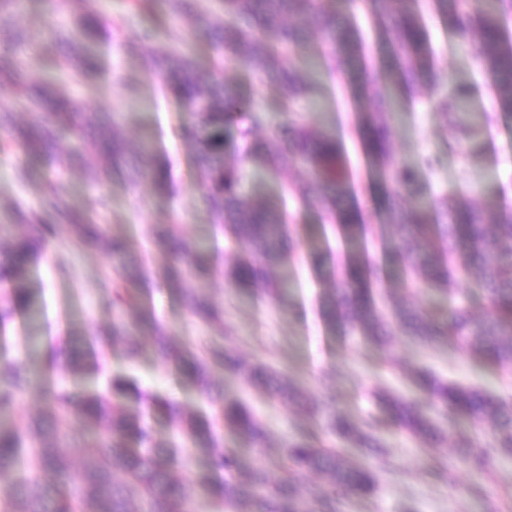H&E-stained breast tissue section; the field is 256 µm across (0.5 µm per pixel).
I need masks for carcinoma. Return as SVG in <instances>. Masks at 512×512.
<instances>
[{"label": "carcinoma", "mask_w": 512, "mask_h": 512, "mask_svg": "<svg viewBox=\"0 0 512 512\" xmlns=\"http://www.w3.org/2000/svg\"><path fill=\"white\" fill-rule=\"evenodd\" d=\"M77 13L78 34L63 36L69 50L57 65L81 76L99 70L97 54L82 45L86 30L98 26L94 0H64ZM379 39V55L373 61L365 50L352 17L325 8L324 0H224V22L212 25L206 36L230 61H239L264 75L280 89L279 111L288 113L298 100L311 96L317 83L285 50L296 47L317 29L326 43L325 69L330 77L345 80L355 72L366 75L350 85L349 97L364 99L370 111L356 128L370 172L384 187L382 223H362L354 202V176L346 150L334 134L290 120L269 124L266 111L249 112L255 127L268 130V138L246 151L245 159L269 173L278 174L288 161L302 169L307 182L289 191L305 208H315L323 219L336 225L350 246L344 260L332 271L336 280L332 304L324 309L331 328L352 330L366 339L385 343L391 336H410L436 344L453 335L490 364H512V208H500L489 220L483 211L443 195L432 201L417 189L413 167L398 164L392 150L394 130L388 114L399 101L410 103L425 87L434 111L443 115L463 151L474 135L471 125L458 113L464 88L448 84L443 89L424 18L415 0H365ZM435 14L460 42L470 45L475 58L496 90L495 109L512 112V0H432ZM246 17L251 25L240 27L235 19ZM0 84H8L32 109L45 113L25 126L14 123L15 111L0 106V128L10 129L13 140L25 151L54 155L62 150L59 129L68 128L78 140V150L88 151L103 165L89 172V180L102 184L122 180L137 184L150 180L165 190L170 181L166 168L141 161L143 147L131 144L117 130H102L89 138L86 130L101 126L99 113L89 112L72 97L50 91L31 76L12 55L0 54ZM175 96L192 111L190 136L197 143L203 170L202 197L212 222L235 243L244 244L243 255L223 270L224 277L241 290L270 298H282L288 280L279 276L283 266L300 252L283 203L257 198L243 190L239 167L224 161V130L242 107L238 86L217 71L201 79L187 56L179 58L169 73ZM44 207L71 221L77 244L100 245L111 260V273L100 284L116 317L112 336H91L86 344L103 348L109 340L125 344V357L136 362L143 354L137 332L152 333L158 359L172 367L208 400L205 417L188 413L158 393L147 394L130 380L115 375L105 387L80 394L44 374L34 384L23 364L0 357V414L14 410L18 397L38 390L49 400L44 414L28 416L16 426L0 425V512H198L203 502H213L226 512H335L319 497H303L299 475L318 472L334 484L358 492L373 483L370 471L344 465L332 448L303 437L284 444L280 455L285 471L279 482L271 481L261 468L240 479L216 483L209 472L233 473L241 469L237 453L224 447L220 426L234 429L248 439L265 436L251 408L239 400L212 396L209 370L220 367L238 374L273 398L298 396V387L267 368L248 363L233 351L211 345L203 349L179 344L147 313L136 316L146 287L163 281L175 287L179 298L200 322L219 319L206 298L208 273L213 259L208 251L190 243L170 224L154 235L169 255L167 265L152 268L132 261L138 244L133 239H114L95 223L96 203L83 215L66 216L57 204V187L44 191ZM55 228L42 224L37 233L15 238L0 234V324L13 309L28 303L23 278L28 266L38 261L44 245L54 238ZM381 248L391 263L417 279L449 293L454 271L469 277L488 295L490 310L473 317L466 297L457 294L449 320L425 317L411 308L394 310L385 319L378 304L386 297L383 269L371 260L370 248ZM316 270L331 256L327 238L311 253ZM427 393L424 402L388 398L385 406L395 422L425 443L442 440L433 414L448 420L469 416L493 426V447L506 448L512 456V404L488 393L448 385L429 374L418 376ZM135 394L143 406L127 403ZM306 408L320 415L327 434L348 447L374 448L373 419L361 425L313 401ZM166 414L177 424L181 441L156 436L149 422L151 411ZM201 457L208 471L183 481L174 470L185 457ZM121 469L126 481L118 483L113 470Z\"/></svg>", "instance_id": "1"}]
</instances>
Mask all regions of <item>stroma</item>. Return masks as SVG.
<instances>
[{
	"label": "stroma",
	"instance_id": "stroma-1",
	"mask_svg": "<svg viewBox=\"0 0 512 512\" xmlns=\"http://www.w3.org/2000/svg\"><path fill=\"white\" fill-rule=\"evenodd\" d=\"M97 2L101 14L93 39L102 58V73L97 78L86 80L47 64V56L63 53L62 45L50 40V32L74 24L61 0H19L14 16L0 23V51L14 55L52 90L79 97L86 107L105 113L128 139L151 142L155 160L168 169L172 190L164 193L147 182L92 187L85 171L71 165L67 153L50 160L27 154L11 145L8 131L0 130V143L9 146L7 152H0V229L28 234L31 226L21 221V214L39 210L46 184L58 179L63 207L79 211L89 200H96L106 234L137 239L155 264H163L166 256L155 245L151 228L176 224L186 238L210 246L224 265H231L240 249L225 244L203 205V175L194 142L185 133L191 114L171 94L164 70L128 54L123 44L128 34L135 33L142 37L146 50L189 55L204 78L215 65H222L225 78L238 85L249 109L272 108L278 98L276 88L243 65L224 63L203 35L200 20H223V0H196L199 16L195 19L174 13L168 0H156L150 11L131 10L127 0ZM426 20L439 71L453 84L468 89V112L476 116L495 112L493 90L470 48L455 42L434 13H427ZM16 30L34 35V42L13 46L10 35ZM320 84V92L301 100L296 111L305 123L343 137L364 221L379 223L382 191L370 178L352 133L359 114L349 106L340 83L324 78ZM495 114V121L482 127L464 155L457 151L449 125L433 112L428 94H420L392 115L394 152L410 167L424 157L433 159V166L421 172L419 189L425 194L452 193L458 200L486 209L512 203V114ZM20 168L27 171L22 181L15 176ZM62 261L68 266L63 275L56 270ZM108 266L105 251L78 246L69 225H59L45 257L28 269V306L13 311L7 321V357L55 371L61 384L78 392L96 388L112 375L125 374L141 388L196 410L202 395L154 354L131 365L116 344L104 351L102 373L92 370L83 338L112 324L113 309L99 288ZM290 276L293 286L278 302L250 297L224 277H211L208 294L223 312L220 326L202 325L165 283L153 284L145 301L146 309L175 339L223 345L249 362L284 373L299 387L302 400H272L243 378L213 370L215 388L227 398L247 403L265 426L260 445L244 456L246 467H264L272 478H280L282 470L273 466L272 459L283 443L304 432L324 437L322 423L305 411V400L313 399L354 420L373 416L382 422L375 432L377 447L341 450L346 465L371 470L372 490L347 491L320 473L304 478L308 490L335 496L338 512H512V461L495 457L485 472H477L464 461L452 437L436 445L420 443L389 420L379 400L383 394L424 400L411 371L425 368L444 381L512 402V368L487 365L452 338L426 346L408 336H395L380 345L351 332L332 330L323 317L322 304L334 293L333 280L318 277L305 256ZM387 289L390 303L436 316L439 297L427 285L396 270Z\"/></svg>",
	"mask_w": 512,
	"mask_h": 512
}]
</instances>
